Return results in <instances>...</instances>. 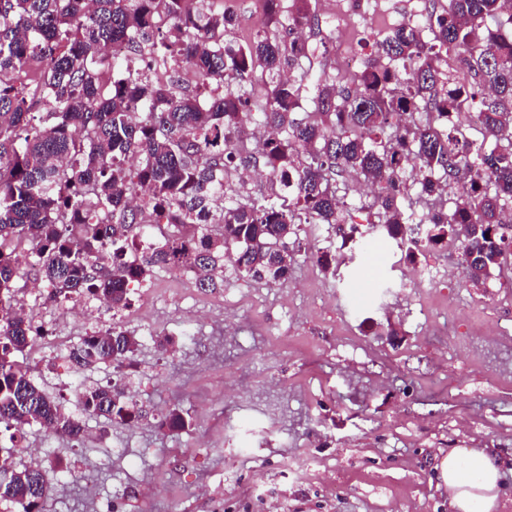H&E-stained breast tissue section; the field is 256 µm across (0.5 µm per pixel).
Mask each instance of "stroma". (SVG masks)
Here are the masks:
<instances>
[{
    "instance_id": "obj_1",
    "label": "stroma",
    "mask_w": 512,
    "mask_h": 512,
    "mask_svg": "<svg viewBox=\"0 0 512 512\" xmlns=\"http://www.w3.org/2000/svg\"><path fill=\"white\" fill-rule=\"evenodd\" d=\"M323 0H309L322 13ZM235 17L234 35L265 28L263 0H207ZM415 0H347L330 35L306 42L315 68L337 70L343 49L384 36ZM448 239L408 260L378 233L343 245L332 224H304L288 278L196 288L161 269L114 312L63 317L66 298L41 289L32 319L43 337L23 357L46 393L72 413L84 388L123 379L134 424L84 417L78 439L40 425L0 433V446L38 449L51 512H450L436 466L455 448L502 460L512 512V265L473 286ZM336 257L325 272L320 253ZM134 331L122 367L68 369L70 343L113 323ZM170 337L176 353L163 352ZM187 411L188 430L158 422Z\"/></svg>"
}]
</instances>
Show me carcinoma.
<instances>
[{
    "label": "carcinoma",
    "instance_id": "obj_1",
    "mask_svg": "<svg viewBox=\"0 0 512 512\" xmlns=\"http://www.w3.org/2000/svg\"><path fill=\"white\" fill-rule=\"evenodd\" d=\"M205 0H0V429L33 423L76 437L81 421L35 383L19 354L33 327L15 301L35 274L53 295L103 299L119 312L129 286L156 268L185 269L196 287H224V265L256 282L288 278L299 224L362 237L343 197L354 175L374 186L373 228L413 257L457 239L471 278L502 269L492 230L512 210V11L506 0H448L400 25L366 54L352 85L313 73L303 40L319 28L308 0H267L268 29L240 42L233 17ZM495 27L487 26L488 20ZM137 53L107 58L111 45ZM454 57L467 82L447 69ZM205 97L181 92L168 62ZM472 113L473 139L454 118ZM256 113L275 131L260 149L240 139ZM304 117L298 119L296 115ZM416 162L409 179L400 158ZM268 185L216 205L257 167ZM137 346L115 324L69 355L79 368L121 365ZM85 414L136 415L122 380L82 391ZM173 408L159 422L183 430ZM42 469L0 458V501L46 512Z\"/></svg>",
    "mask_w": 512,
    "mask_h": 512
}]
</instances>
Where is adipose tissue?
Wrapping results in <instances>:
<instances>
[{
	"mask_svg": "<svg viewBox=\"0 0 512 512\" xmlns=\"http://www.w3.org/2000/svg\"><path fill=\"white\" fill-rule=\"evenodd\" d=\"M439 477L448 487L453 512H497L500 464L485 450L457 449L441 460Z\"/></svg>",
	"mask_w": 512,
	"mask_h": 512,
	"instance_id": "adipose-tissue-1",
	"label": "adipose tissue"
}]
</instances>
